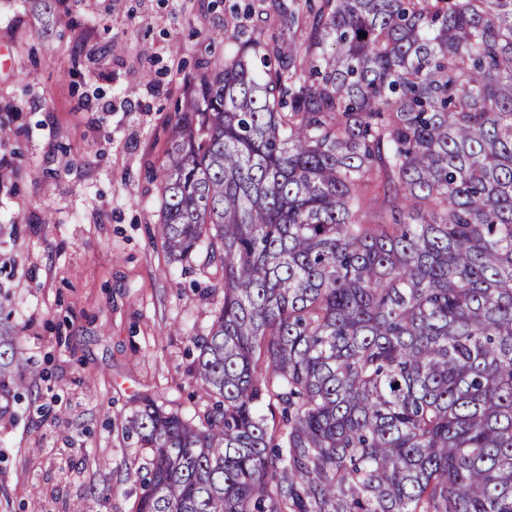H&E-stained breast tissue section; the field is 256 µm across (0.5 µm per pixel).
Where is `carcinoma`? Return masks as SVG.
I'll return each instance as SVG.
<instances>
[{
    "instance_id": "obj_1",
    "label": "carcinoma",
    "mask_w": 512,
    "mask_h": 512,
    "mask_svg": "<svg viewBox=\"0 0 512 512\" xmlns=\"http://www.w3.org/2000/svg\"><path fill=\"white\" fill-rule=\"evenodd\" d=\"M270 2L224 17L156 173L162 248L222 300L206 408L125 419L133 512H512V0Z\"/></svg>"
}]
</instances>
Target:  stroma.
Segmentation results:
<instances>
[{
	"label": "stroma",
	"mask_w": 512,
	"mask_h": 512,
	"mask_svg": "<svg viewBox=\"0 0 512 512\" xmlns=\"http://www.w3.org/2000/svg\"><path fill=\"white\" fill-rule=\"evenodd\" d=\"M248 0H68L70 24L0 0V310L37 370L0 394V512H131L149 451L125 418L142 398L191 415L190 372L218 273L170 262L153 169L209 41ZM119 44L106 52L108 43Z\"/></svg>",
	"instance_id": "1"
}]
</instances>
